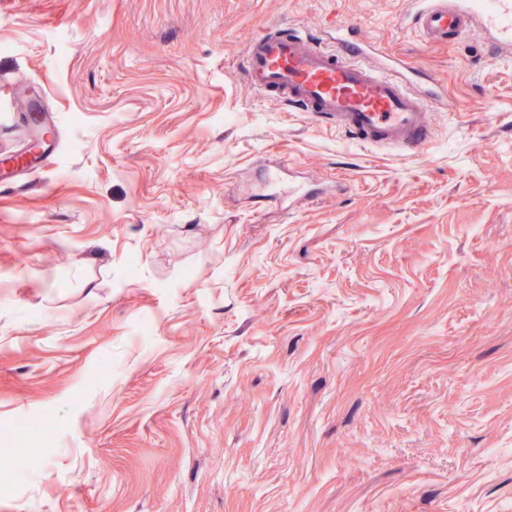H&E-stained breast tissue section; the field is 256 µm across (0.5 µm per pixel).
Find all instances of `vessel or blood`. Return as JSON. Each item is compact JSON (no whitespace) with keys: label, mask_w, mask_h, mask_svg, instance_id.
Here are the masks:
<instances>
[{"label":"vessel or blood","mask_w":512,"mask_h":512,"mask_svg":"<svg viewBox=\"0 0 512 512\" xmlns=\"http://www.w3.org/2000/svg\"><path fill=\"white\" fill-rule=\"evenodd\" d=\"M405 19L432 43L481 30L490 52L512 56V0H409ZM243 74L253 90L355 142L404 153L428 146L430 108L443 101L429 75L361 38L348 22L326 40L273 24L249 45Z\"/></svg>","instance_id":"vessel-or-blood-1"}]
</instances>
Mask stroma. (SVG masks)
<instances>
[{
	"mask_svg": "<svg viewBox=\"0 0 512 512\" xmlns=\"http://www.w3.org/2000/svg\"><path fill=\"white\" fill-rule=\"evenodd\" d=\"M407 2L0 0V512H512V57ZM347 21L458 104L424 152L247 86ZM269 183L274 189L277 190L274 193L275 197L280 195H288V207L297 204L301 200L313 198L315 195L312 191L305 190L304 187L300 185L288 184V190L280 188V179L278 172H273L270 174Z\"/></svg>",
	"mask_w": 512,
	"mask_h": 512,
	"instance_id": "1",
	"label": "stroma"
}]
</instances>
